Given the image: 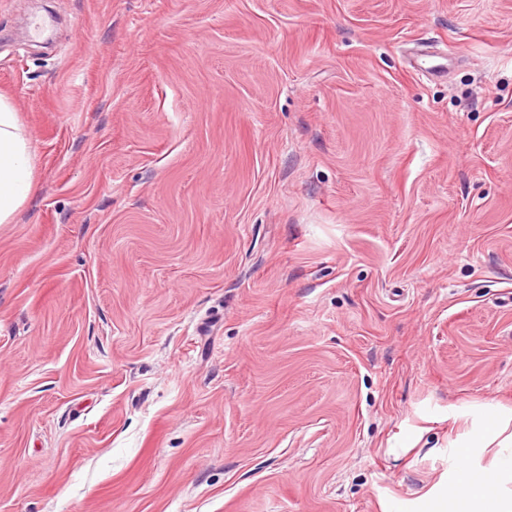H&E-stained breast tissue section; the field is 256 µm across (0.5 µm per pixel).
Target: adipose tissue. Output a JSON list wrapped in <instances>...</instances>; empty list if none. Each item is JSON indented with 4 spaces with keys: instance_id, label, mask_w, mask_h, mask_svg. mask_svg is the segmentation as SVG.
Listing matches in <instances>:
<instances>
[{
    "instance_id": "adipose-tissue-1",
    "label": "adipose tissue",
    "mask_w": 512,
    "mask_h": 512,
    "mask_svg": "<svg viewBox=\"0 0 512 512\" xmlns=\"http://www.w3.org/2000/svg\"><path fill=\"white\" fill-rule=\"evenodd\" d=\"M34 189L31 151L20 126L18 115L9 99L0 96V224L11 223L16 212ZM512 476V458L501 461L498 469L478 473L479 486L487 494L482 501L462 495V512H512V498H500L495 488L502 475Z\"/></svg>"
}]
</instances>
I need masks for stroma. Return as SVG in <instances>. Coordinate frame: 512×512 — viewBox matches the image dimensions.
<instances>
[{
	"label": "stroma",
	"instance_id": "stroma-1",
	"mask_svg": "<svg viewBox=\"0 0 512 512\" xmlns=\"http://www.w3.org/2000/svg\"><path fill=\"white\" fill-rule=\"evenodd\" d=\"M446 58L447 72L425 69ZM0 512H449L512 412V0H0ZM34 189L31 151L9 99L0 95V224H9ZM484 419L486 427L482 430L470 429L462 435V440L466 439L470 442H482L483 448L489 447L493 443H497L498 448L512 447V431H509V422L504 421L497 411L484 410ZM508 432V433H507Z\"/></svg>",
	"mask_w": 512,
	"mask_h": 512
}]
</instances>
